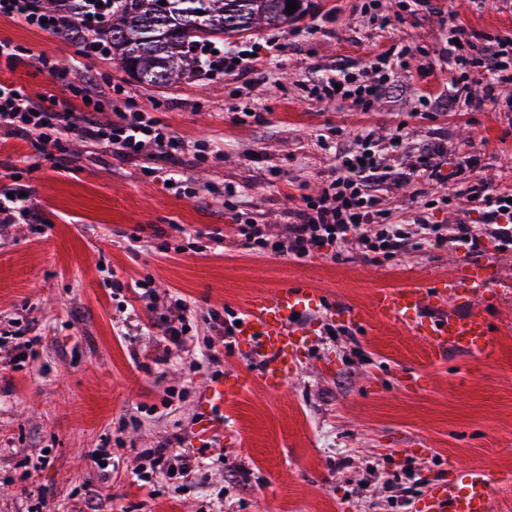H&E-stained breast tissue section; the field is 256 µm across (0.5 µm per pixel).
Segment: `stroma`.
I'll return each instance as SVG.
<instances>
[{
	"label": "stroma",
	"mask_w": 512,
	"mask_h": 512,
	"mask_svg": "<svg viewBox=\"0 0 512 512\" xmlns=\"http://www.w3.org/2000/svg\"><path fill=\"white\" fill-rule=\"evenodd\" d=\"M364 2L314 0L292 25L253 32L269 45L261 71L210 80L193 73L161 87L112 58L83 54L68 34L0 17V40L19 48L13 63H0V79L66 100L69 89L35 59L74 63L75 82L124 89L173 135L203 147L198 158L122 157L75 130L45 154L0 133V188L24 189L36 212L34 223L0 234V334L32 329L41 338L34 356L0 370V512H80L88 495L103 512H418L431 483L472 467L512 473V244L486 236L477 251L499 282L488 307L497 357L452 350L434 364L422 337L369 316L370 302L376 289L406 278L451 274L462 253L327 246L295 263L232 237L241 213L287 223L302 194L330 176L337 152L355 149L368 130L401 133L393 171L436 143L450 158L443 180L387 188L388 223L407 222L420 199L434 203L431 223H481L454 177L462 152L479 157L477 174L490 189L512 191L511 111L424 112L418 102L460 77L445 61L447 18L512 33V0H432L411 13L400 0H379L380 13L403 14L396 35L416 56L369 111L313 102V81L339 64H367L379 31ZM169 177L179 191L165 189ZM226 188L235 192L230 209L218 198ZM213 232L222 243L210 240ZM143 278L162 301L191 306L185 350L165 365L155 360L154 335L134 348L123 336L124 297L112 283ZM297 279L323 293L297 317L313 328L297 367L278 391L246 388L225 403L223 424L210 425L205 394L259 365L240 344L204 358L210 314L241 312L252 295ZM346 307L366 313L360 330L341 319ZM178 435L202 457L200 470L154 496L138 490L139 452ZM105 438L118 464L102 469L88 452Z\"/></svg>",
	"instance_id": "35a3bbf8"
}]
</instances>
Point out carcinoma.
<instances>
[{
  "label": "carcinoma",
  "instance_id": "obj_1",
  "mask_svg": "<svg viewBox=\"0 0 512 512\" xmlns=\"http://www.w3.org/2000/svg\"><path fill=\"white\" fill-rule=\"evenodd\" d=\"M286 12L288 0H120L112 22L99 36L112 45V59L128 74L158 84L168 76L195 71L198 60L190 54L195 39L246 35L257 27L282 28L306 10Z\"/></svg>",
  "mask_w": 512,
  "mask_h": 512
}]
</instances>
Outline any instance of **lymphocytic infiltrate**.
Wrapping results in <instances>:
<instances>
[{"instance_id": "lymphocytic-infiltrate-1", "label": "lymphocytic infiltrate", "mask_w": 512, "mask_h": 512, "mask_svg": "<svg viewBox=\"0 0 512 512\" xmlns=\"http://www.w3.org/2000/svg\"><path fill=\"white\" fill-rule=\"evenodd\" d=\"M112 7V0H88L78 15L57 13L49 19L32 0H0V15L48 32H78L86 53L102 54L109 45L98 32L104 20L111 17ZM448 37V64L461 74L448 91L449 107L462 104L480 112L498 105L499 86L512 82V35L469 33L453 24ZM258 51L255 43L233 52H217L209 44L193 47L198 73L208 79L259 70L263 60ZM410 53V46L401 40H390L374 49L369 72L338 65L335 77L316 81L310 93L320 102L338 99L369 110L391 87L395 73L405 68ZM67 107V102L32 95L25 86L0 82V132L26 140L37 151L59 145L68 130ZM81 134L91 146L123 155H136L151 147L160 156L170 158L187 150L186 143L146 112H122L114 120L86 121ZM396 149L393 139L367 133L360 150L341 154L336 171L317 195L302 196L300 207L289 211L287 223L262 224L257 218L242 217L233 227L235 237L256 253L270 252L294 262L327 244L340 249L353 247L363 253L384 250L393 255L416 244L438 248L450 245L469 255L486 234L512 241V203L506 195L489 191L476 175L477 156L468 152L457 156L455 169L467 178L465 192L469 201L482 209V224L459 223L446 234L421 213L404 224L383 223L386 210L382 192L395 181L385 157ZM139 458L134 482L150 495L157 492L156 475L173 472L184 478L200 465L190 449L165 443L145 449Z\"/></svg>"}]
</instances>
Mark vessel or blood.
I'll list each match as a JSON object with an SVG mask.
<instances>
[{"mask_svg": "<svg viewBox=\"0 0 512 512\" xmlns=\"http://www.w3.org/2000/svg\"><path fill=\"white\" fill-rule=\"evenodd\" d=\"M494 279L495 270L489 263L467 258L461 261L457 275L411 277L397 287L378 290L373 299V314L383 322L408 325L426 341L432 362L441 361L451 348L490 359L497 353V341L486 310H453L434 319L428 318L426 311L435 302L452 300L462 287L472 297H483L493 287ZM320 300L319 291L305 280L282 287L274 296L259 294L247 300L235 339L252 349L261 363L250 378H235L217 385L207 394L206 404L222 407L252 383L270 391L279 390L310 336L307 328L295 326L293 320ZM510 482V476L473 468L462 480L432 485L425 503L428 512H492L495 490Z\"/></svg>", "mask_w": 512, "mask_h": 512, "instance_id": "obj_1", "label": "vessel or blood"}]
</instances>
